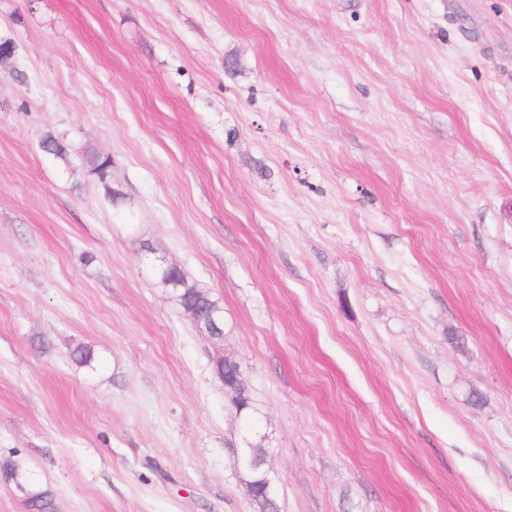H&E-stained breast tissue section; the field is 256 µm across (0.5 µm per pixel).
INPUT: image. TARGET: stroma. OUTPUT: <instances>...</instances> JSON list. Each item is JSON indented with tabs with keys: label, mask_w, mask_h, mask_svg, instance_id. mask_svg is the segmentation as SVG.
<instances>
[{
	"label": "stroma",
	"mask_w": 512,
	"mask_h": 512,
	"mask_svg": "<svg viewBox=\"0 0 512 512\" xmlns=\"http://www.w3.org/2000/svg\"><path fill=\"white\" fill-rule=\"evenodd\" d=\"M4 40L0 460L55 512H255L252 443L280 512H512V0H0ZM159 261V267L168 271L160 272L158 274L160 283L164 288H168L172 297L177 301L179 306L186 312L189 308H197L199 310H206L213 308L222 313L220 307L213 301L204 291L198 289L194 284H190L184 274L179 269H174L177 266L172 263H167L163 258H156ZM173 271H169L172 270ZM0 474L8 481L13 482L15 475H21L26 485L27 496L25 503L30 512H54V495L51 489L41 485L34 477L27 472L19 470L18 466L11 460L0 462Z\"/></svg>",
	"instance_id": "35a3bbf8"
}]
</instances>
